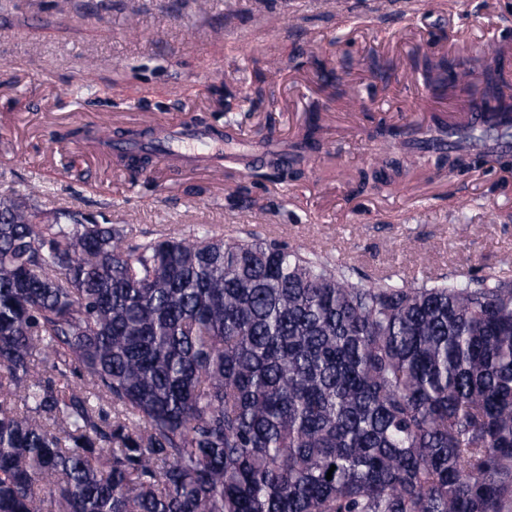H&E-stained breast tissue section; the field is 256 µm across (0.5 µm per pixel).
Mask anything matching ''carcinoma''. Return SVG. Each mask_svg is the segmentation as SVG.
Segmentation results:
<instances>
[{
	"label": "carcinoma",
	"instance_id": "1",
	"mask_svg": "<svg viewBox=\"0 0 512 512\" xmlns=\"http://www.w3.org/2000/svg\"><path fill=\"white\" fill-rule=\"evenodd\" d=\"M420 68L431 90L474 76ZM499 82L485 73L482 103L512 113ZM428 133L410 164L448 123ZM370 138L373 178L397 182V126ZM485 140L458 134L454 174ZM0 512H512V276L368 286L285 241L208 224L130 241L0 197Z\"/></svg>",
	"mask_w": 512,
	"mask_h": 512
}]
</instances>
